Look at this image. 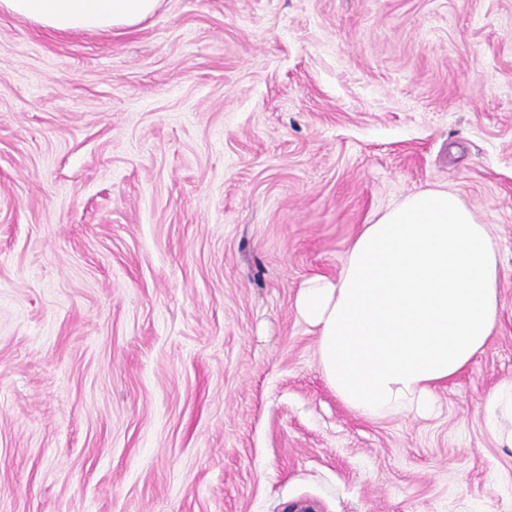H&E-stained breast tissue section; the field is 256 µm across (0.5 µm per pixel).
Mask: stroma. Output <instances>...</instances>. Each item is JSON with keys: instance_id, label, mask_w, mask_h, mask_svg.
<instances>
[{"instance_id": "stroma-1", "label": "stroma", "mask_w": 512, "mask_h": 512, "mask_svg": "<svg viewBox=\"0 0 512 512\" xmlns=\"http://www.w3.org/2000/svg\"><path fill=\"white\" fill-rule=\"evenodd\" d=\"M457 194L501 259L432 417H363L296 312L361 227ZM512 0L0 14V512H512ZM158 0H1L0 12L59 34L108 32L132 27L155 10ZM483 412L488 429L499 440L512 446V381L500 385L486 399Z\"/></svg>"}]
</instances>
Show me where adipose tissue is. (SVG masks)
I'll return each mask as SVG.
<instances>
[{
    "instance_id": "1",
    "label": "adipose tissue",
    "mask_w": 512,
    "mask_h": 512,
    "mask_svg": "<svg viewBox=\"0 0 512 512\" xmlns=\"http://www.w3.org/2000/svg\"><path fill=\"white\" fill-rule=\"evenodd\" d=\"M158 0H0V12L59 34L132 27ZM500 268L485 225L443 189L419 191L363 225L337 279L300 288L318 330L320 370L342 402L371 418L429 413L436 389L482 352L500 308ZM512 445V381L483 405Z\"/></svg>"
}]
</instances>
